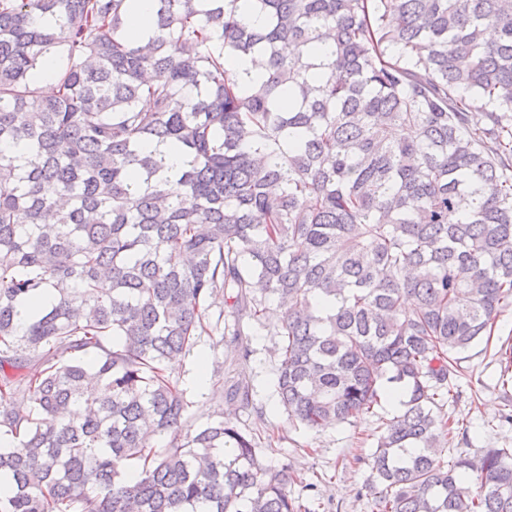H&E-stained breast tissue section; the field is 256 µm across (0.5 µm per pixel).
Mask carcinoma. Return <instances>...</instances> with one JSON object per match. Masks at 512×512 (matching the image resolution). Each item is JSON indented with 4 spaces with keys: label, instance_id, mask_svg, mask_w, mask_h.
I'll return each instance as SVG.
<instances>
[{
    "label": "carcinoma",
    "instance_id": "obj_1",
    "mask_svg": "<svg viewBox=\"0 0 512 512\" xmlns=\"http://www.w3.org/2000/svg\"><path fill=\"white\" fill-rule=\"evenodd\" d=\"M238 2L130 35L136 0H0V512H299L292 464L172 376L220 295L283 309L293 426L400 396L371 512H512L511 450L442 459L459 355L512 306V0ZM232 68L244 77L243 81L256 79L265 71L264 60L259 56L251 55L240 56L235 60Z\"/></svg>",
    "mask_w": 512,
    "mask_h": 512
}]
</instances>
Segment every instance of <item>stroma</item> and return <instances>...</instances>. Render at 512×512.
Masks as SVG:
<instances>
[{
    "label": "stroma",
    "mask_w": 512,
    "mask_h": 512,
    "mask_svg": "<svg viewBox=\"0 0 512 512\" xmlns=\"http://www.w3.org/2000/svg\"><path fill=\"white\" fill-rule=\"evenodd\" d=\"M280 320L265 313L261 322L245 328L243 336L201 337L196 353L178 361L173 374L192 404L196 423L231 416L237 425L253 432L257 454L268 466L289 459L301 478L291 490L302 512H371L372 473L367 458L376 444L379 416L392 414L394 403L382 402L378 417L357 424H341L323 432L289 425L275 407L273 382L277 360L273 355ZM512 347V307L498 318L489 343L477 344L461 355L458 397L448 406L454 419L467 427L444 458L474 456L488 448H512V360L502 352ZM207 353L212 367L221 371L220 391L196 378L197 352ZM249 386L248 406L230 401L240 386ZM279 436L267 445L268 434Z\"/></svg>",
    "instance_id": "35a3bbf8"
}]
</instances>
